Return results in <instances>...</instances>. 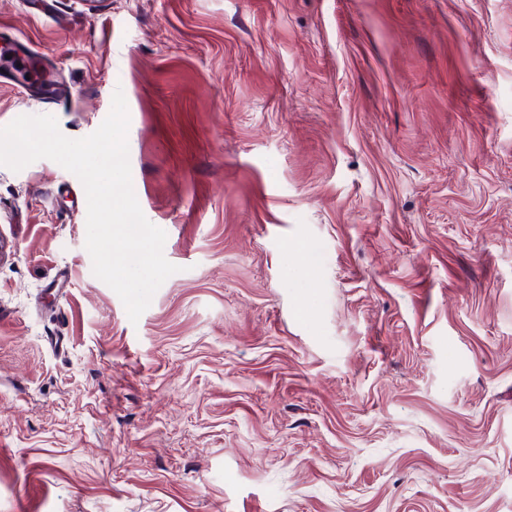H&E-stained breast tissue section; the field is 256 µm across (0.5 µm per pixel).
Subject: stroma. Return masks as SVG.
I'll use <instances>...</instances> for the list:
<instances>
[{
    "label": "stroma",
    "mask_w": 512,
    "mask_h": 512,
    "mask_svg": "<svg viewBox=\"0 0 512 512\" xmlns=\"http://www.w3.org/2000/svg\"><path fill=\"white\" fill-rule=\"evenodd\" d=\"M8 38L64 96L2 79L0 126L123 92L180 271L130 322L80 180L0 166V512H512V0H0Z\"/></svg>",
    "instance_id": "obj_1"
}]
</instances>
